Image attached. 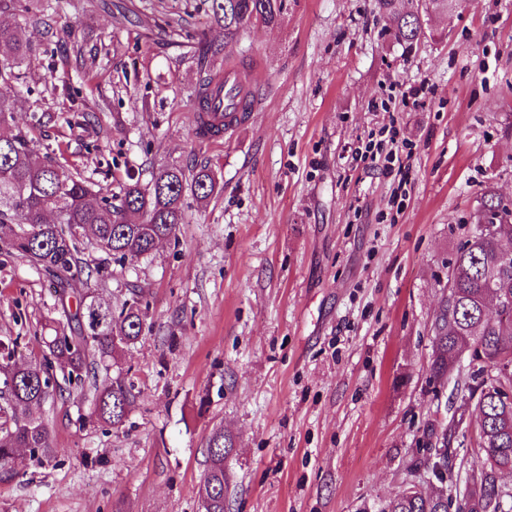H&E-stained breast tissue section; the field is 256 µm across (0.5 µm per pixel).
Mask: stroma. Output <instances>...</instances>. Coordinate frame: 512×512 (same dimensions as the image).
<instances>
[{
  "label": "stroma",
  "instance_id": "35a3bbf8",
  "mask_svg": "<svg viewBox=\"0 0 512 512\" xmlns=\"http://www.w3.org/2000/svg\"><path fill=\"white\" fill-rule=\"evenodd\" d=\"M29 2L0 9L29 46L17 81L0 83L12 132L105 195L171 163L208 166L220 190L189 202L149 257L70 279L73 298L92 290L115 309L143 289L148 331L98 372L136 399L118 429L90 420L78 392L48 402L56 453L19 464L0 512H202L218 428L235 440L225 512H380L445 429L462 500L478 418L453 382H431V324L484 192L512 208V0H460L410 50L374 0H286L278 24L229 45L206 0ZM164 18L261 72L234 135H196L214 60L168 41ZM420 84L423 108L399 104ZM391 125L412 152L402 185L356 157ZM57 315L53 282L0 253V340L16 359L41 356Z\"/></svg>",
  "mask_w": 512,
  "mask_h": 512
}]
</instances>
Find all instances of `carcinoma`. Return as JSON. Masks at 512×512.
Segmentation results:
<instances>
[{"label": "carcinoma", "mask_w": 512, "mask_h": 512, "mask_svg": "<svg viewBox=\"0 0 512 512\" xmlns=\"http://www.w3.org/2000/svg\"><path fill=\"white\" fill-rule=\"evenodd\" d=\"M285 0H211L216 22L224 25L225 43H237L256 25H274L285 9ZM395 40L410 48L433 35L430 18L448 11V0H410L403 11L398 0H375ZM168 36L203 42L179 22H166ZM28 49L22 27L0 25V79L15 78L14 64ZM0 125V248L28 257L57 283L60 320H52L40 361L18 362L0 344V485L14 481L19 450L41 464L53 457L51 428L36 415L50 398L64 389L92 395V415L119 427L133 404V387L119 377L104 387L96 382V367L118 350L136 344L145 332L142 292L131 290V299L119 311L106 307L97 320L88 293L75 312L67 305L66 285L77 273L102 275L83 269L80 239L75 228L84 227L97 246L121 265L152 254L158 244L176 235L186 219L185 199L209 200L218 191L213 172L206 166L186 169L178 164L160 167L151 180L133 178L119 192L98 195L79 173L38 156L28 138L7 134ZM482 211L500 224L512 225V210L493 194L483 198ZM483 217L467 230L466 240L450 263L448 292L441 300L432 325L431 377L443 381L462 357L469 373L457 376L467 392L464 404H474L482 418L480 444L484 456L470 474L468 512H512V487L502 475L512 472V401L502 392L512 390V260L502 258L499 238L481 229ZM233 447L224 429L208 439V464L200 497L204 512H224V457ZM451 497L436 488L404 491L381 512H448Z\"/></svg>", "instance_id": "obj_1"}]
</instances>
